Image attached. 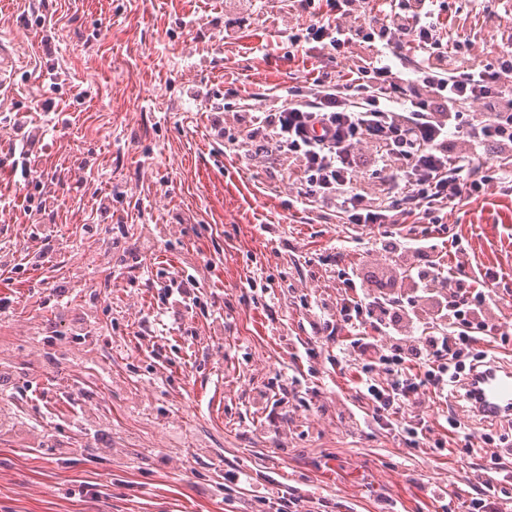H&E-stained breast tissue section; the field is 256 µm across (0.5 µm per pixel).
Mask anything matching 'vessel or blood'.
Listing matches in <instances>:
<instances>
[{"mask_svg":"<svg viewBox=\"0 0 512 512\" xmlns=\"http://www.w3.org/2000/svg\"><path fill=\"white\" fill-rule=\"evenodd\" d=\"M19 63V58L0 43V96ZM460 386L468 393L470 417L512 422V361L493 359L470 369Z\"/></svg>","mask_w":512,"mask_h":512,"instance_id":"b4317fda","label":"vessel or blood"}]
</instances>
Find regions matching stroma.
<instances>
[{"instance_id": "stroma-1", "label": "stroma", "mask_w": 512, "mask_h": 512, "mask_svg": "<svg viewBox=\"0 0 512 512\" xmlns=\"http://www.w3.org/2000/svg\"><path fill=\"white\" fill-rule=\"evenodd\" d=\"M447 4L448 42H512L487 20L512 0ZM309 20L289 0L257 15L243 0H0L22 60L0 97V240L22 266L0 272V512H269L253 494L269 478L305 512H464L490 491L512 512V429L492 446L489 423L449 431L465 409L431 393L381 426L347 330L312 334L303 302L335 305L342 266L394 272L378 230L289 207L273 164L225 147L241 99L261 109L359 65V48L289 45ZM21 129L39 134L32 215L8 161ZM443 222L465 246L448 266L492 289L512 329V183ZM185 273L191 306L149 284ZM415 415L442 447L406 445Z\"/></svg>"}]
</instances>
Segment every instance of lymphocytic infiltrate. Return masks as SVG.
Wrapping results in <instances>:
<instances>
[{
	"mask_svg": "<svg viewBox=\"0 0 512 512\" xmlns=\"http://www.w3.org/2000/svg\"><path fill=\"white\" fill-rule=\"evenodd\" d=\"M386 7L363 20L362 0H292L310 15L291 44L312 40L328 55L367 50L369 56L343 79L323 74L309 89L289 87L265 111L248 103L244 141L251 157L281 161L283 176H295L294 201L303 207L336 202L348 223L381 227L380 245L395 256L402 245L391 230L400 217L421 214L437 225L412 248L413 264L402 274L369 283L358 268L343 278L344 294L334 310H320L310 323L314 336L333 339L348 329L351 347L366 355L359 377L375 419L441 392L475 333L497 332V305L488 288L449 271L442 206L476 195L497 173L470 175L480 151L493 149L512 172V48L487 59L448 49L441 36L442 0H385ZM413 47L415 76L401 78L397 50ZM481 104L464 113L467 104ZM372 144L377 161L364 176L355 173L356 151ZM378 185L370 195L366 183ZM387 345L376 349L377 338Z\"/></svg>",
	"mask_w": 512,
	"mask_h": 512,
	"instance_id": "f902f5d3",
	"label": "lymphocytic infiltrate"
}]
</instances>
